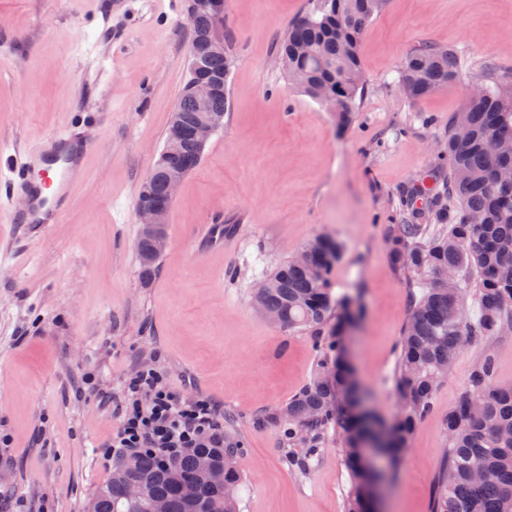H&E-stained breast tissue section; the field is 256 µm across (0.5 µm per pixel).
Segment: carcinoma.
Returning a JSON list of instances; mask_svg holds the SVG:
<instances>
[{"instance_id":"obj_1","label":"carcinoma","mask_w":512,"mask_h":512,"mask_svg":"<svg viewBox=\"0 0 512 512\" xmlns=\"http://www.w3.org/2000/svg\"><path fill=\"white\" fill-rule=\"evenodd\" d=\"M386 0H317L283 37L279 56L288 57V74L303 69L310 81L298 90L334 113L339 128L355 120L363 93L360 40ZM189 47L201 50V64L189 79L205 78L217 85L206 109L225 113L228 79L234 63L225 50L206 45L212 17L190 19ZM462 56L455 50L423 45L407 55L398 69V85L421 100L461 82ZM483 94L466 99L464 109L448 125L447 145L429 170L430 185H416L402 194V218L387 225L385 243L392 264L413 278L410 312L395 348L392 389L400 414L388 425L385 452L388 466L373 468L360 447L371 429L358 409L366 399L353 387L346 337L359 316L361 292H332L334 269L342 245L319 234L303 245L307 260L290 259L266 278L267 288L255 295L263 307L279 312L290 329L314 338L319 360L310 381L271 419L288 423L286 462L304 474L319 453L318 444L333 432L349 467V488L342 512H367L368 483L396 476L400 456L416 425L433 411V396L447 377L445 369L468 343L486 342L512 332V72L486 67ZM198 105L184 86L173 115L190 129ZM191 136L178 153H161L154 175L139 193L155 203L169 204L162 170L177 163L190 174L201 163ZM136 258L139 276L151 281L159 257L152 242L140 236ZM479 299L476 320L464 316L466 289ZM496 359L485 352L472 369L458 404L444 419L448 456L434 482L432 512H512V388L495 382ZM243 449L241 440L226 434L222 448H190L168 463L147 455L132 457L133 475L144 481L149 495L167 502L168 512H236L235 492L241 484L230 464ZM213 456L219 479L206 486L196 505L184 499L179 480L193 477L196 456ZM126 461L113 464L112 475L91 501L98 512H146V504L126 497Z\"/></svg>"}]
</instances>
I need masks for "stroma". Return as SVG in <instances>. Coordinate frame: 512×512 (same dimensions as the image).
I'll return each mask as SVG.
<instances>
[{
	"mask_svg": "<svg viewBox=\"0 0 512 512\" xmlns=\"http://www.w3.org/2000/svg\"><path fill=\"white\" fill-rule=\"evenodd\" d=\"M311 6L224 0L229 108L173 200L146 283L136 199L188 79V0H0V153H34L72 127L93 143L60 223L14 229L0 216L13 235L0 250V512H86L112 473L102 450L112 401L146 368L214 402L243 439L238 512H340L349 471L335 437L301 475L269 419L312 378L313 340L262 315L256 285L313 236L339 238L333 282L364 291L352 361L373 408L396 417L389 377L412 290L384 226L447 141L466 84L490 63L512 69V0H386L361 37L366 90L345 131L279 61L281 38ZM422 45L465 51V83L406 97L396 73ZM487 349L497 384L512 388V334L463 347L383 512H430L443 419Z\"/></svg>",
	"mask_w": 512,
	"mask_h": 512,
	"instance_id": "1",
	"label": "stroma"
}]
</instances>
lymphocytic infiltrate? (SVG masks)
<instances>
[{
  "label": "lymphocytic infiltrate",
  "mask_w": 512,
  "mask_h": 512,
  "mask_svg": "<svg viewBox=\"0 0 512 512\" xmlns=\"http://www.w3.org/2000/svg\"><path fill=\"white\" fill-rule=\"evenodd\" d=\"M109 459L150 454L167 461L186 448L223 446L224 419L205 398L188 399L153 370H139L124 387Z\"/></svg>",
  "instance_id": "f902f5d3"
}]
</instances>
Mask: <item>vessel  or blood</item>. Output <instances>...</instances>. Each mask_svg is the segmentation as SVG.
Here are the masks:
<instances>
[{
	"instance_id": "vessel-or-blood-1",
	"label": "vessel or blood",
	"mask_w": 512,
	"mask_h": 512,
	"mask_svg": "<svg viewBox=\"0 0 512 512\" xmlns=\"http://www.w3.org/2000/svg\"><path fill=\"white\" fill-rule=\"evenodd\" d=\"M75 140V135L67 130L51 134L35 160L12 170L7 180L8 193L23 195L27 206L24 211L11 213V223L40 228L57 223L71 207L79 178Z\"/></svg>"
}]
</instances>
